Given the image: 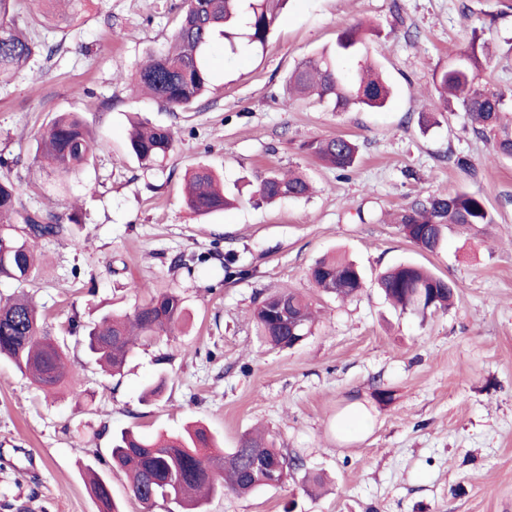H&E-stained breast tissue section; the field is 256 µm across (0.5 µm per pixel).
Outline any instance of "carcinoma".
I'll list each match as a JSON object with an SVG mask.
<instances>
[{
	"label": "carcinoma",
	"instance_id": "carcinoma-1",
	"mask_svg": "<svg viewBox=\"0 0 512 512\" xmlns=\"http://www.w3.org/2000/svg\"><path fill=\"white\" fill-rule=\"evenodd\" d=\"M285 0H185L180 20L168 48L149 56L134 77L143 96L174 112L191 107L211 83L209 50L219 38L224 50L235 55L243 49L264 48ZM16 0H0V81L19 73L41 48L52 55L57 46L38 44L20 27ZM477 31L459 58L436 73L434 83L445 103L455 99L469 117L474 131L488 138L496 154L512 159V89L490 88L479 72L490 64L480 55ZM288 87L297 97L315 96L333 105L336 112L384 108L391 88L370 61L364 29L351 26L336 38L333 52H320L302 59L288 76ZM175 136L167 126L137 125L128 131L127 149L147 169L158 166L174 150ZM96 149V141L76 112H59L41 135L38 158L64 175L80 172ZM308 154L339 171L353 167L357 147L348 137L337 135L302 145ZM21 157L0 154V280L23 283L33 278L39 260L36 246L42 239L59 238L66 224H78V213L63 219L26 209L13 179ZM309 179L290 171L261 172L255 177L253 196L273 203L284 198L300 199L311 192ZM185 201L198 214L222 211L234 204L224 195L219 174L207 166L192 169ZM392 223L424 252L434 253L444 243L449 229L489 226L496 215L482 196L467 190L453 194H429L396 212ZM308 278L321 292L346 299L363 288L358 267L339 253L328 254L308 269ZM378 288L402 313L432 315L446 310L458 285L413 263H400L381 274ZM258 336L278 349L294 346L299 336L313 333L315 316L310 298L283 289L256 302L251 311ZM187 319L180 295L164 291L152 296L132 312L107 313L83 327L88 362L112 375L122 372L133 347L161 336H171ZM0 357L46 393L68 386L71 395H82L84 365L67 364L60 344L44 330L37 307L21 291L0 301ZM213 436L204 427L181 434L144 436L124 430L112 441V464L125 470L133 496L149 512L162 500L177 512H204L208 501L231 490L252 492L282 487L303 467L302 459L276 448L264 432L243 434L228 452L214 450ZM85 483L99 512H122L112 497V485L92 468Z\"/></svg>",
	"mask_w": 512,
	"mask_h": 512
}]
</instances>
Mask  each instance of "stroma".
<instances>
[{
  "label": "stroma",
  "instance_id": "35a3bbf8",
  "mask_svg": "<svg viewBox=\"0 0 512 512\" xmlns=\"http://www.w3.org/2000/svg\"><path fill=\"white\" fill-rule=\"evenodd\" d=\"M182 0H82L63 28L46 32L44 0H21L29 36L48 39L0 84V153L21 156L24 205L59 216L78 209L70 236L38 247L45 265L31 282L0 281V298L26 292L44 327L84 359L80 334L109 311L129 312L155 292L183 297L182 332L142 342L122 376L84 371V394L47 397L0 359V512H98L86 468L110 480L123 512H144L112 468V437L126 428L178 434L206 426L224 449L262 427L277 447L323 475L316 494L302 480L212 498L206 512H512V160L497 157L461 109L419 114L437 102L433 75L479 32L495 57L481 79L512 88V0H288L265 50L225 59L210 52L211 86L190 109L159 110L132 89L147 54L165 50ZM379 30L370 58L392 86L377 111L335 112L311 99L286 103L285 80L303 58L331 48L339 31ZM80 113L98 147L79 173L62 177L36 162L56 113ZM170 127L175 150L145 169L127 151L131 120ZM356 140L345 172L302 152L303 142ZM474 169H457L453 155ZM207 165L238 193L235 207L207 216L183 202L186 170ZM305 173L308 198L255 205L248 181L267 170ZM465 189L495 209L489 227L453 229L436 253L420 251L383 222L429 193ZM338 251L360 267L365 287L340 301L307 277ZM205 253L193 272L179 254ZM234 254L247 277H224ZM401 262L458 283L450 309L427 318L400 313L376 286ZM284 288L321 310L311 336L292 349L261 344L250 317L256 299ZM165 378L160 397L144 389ZM391 398L379 401L378 390Z\"/></svg>",
  "mask_w": 512,
  "mask_h": 512
}]
</instances>
